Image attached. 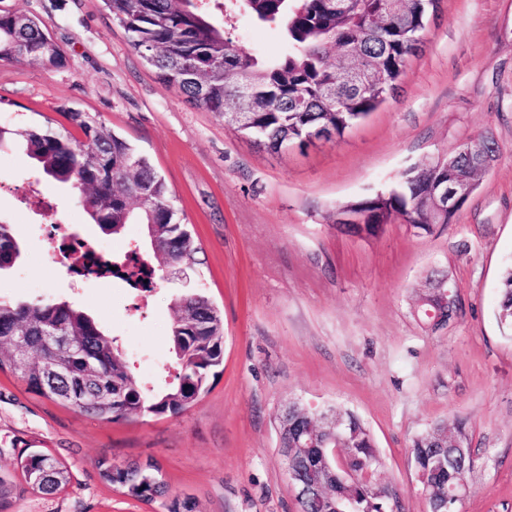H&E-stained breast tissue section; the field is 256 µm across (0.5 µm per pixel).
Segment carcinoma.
<instances>
[{"mask_svg": "<svg viewBox=\"0 0 512 512\" xmlns=\"http://www.w3.org/2000/svg\"><path fill=\"white\" fill-rule=\"evenodd\" d=\"M102 2L165 86L271 152L301 144L306 136L340 137L394 95L409 60L422 51L418 37L436 8V0H236L237 10L260 22H281L288 54L267 62L237 48L231 28L213 12L223 9L220 2L212 9L201 0ZM0 61L58 69L66 57L43 20L5 11L0 13ZM61 115L68 125L57 131L0 125V155L23 149L44 175L73 191L75 202L106 235H120L129 224L143 226L152 252L134 249L143 259L137 284L148 293L165 278L182 285L170 329L175 372L161 388L140 382L118 339L105 334L81 306L39 297L0 300V372L10 371L30 391L61 406L106 421L178 415L206 391L210 373L224 362L221 311L193 287L200 247L148 158L92 112ZM487 153H495L489 142L471 144L455 170L473 173ZM439 178H448V171L414 168L397 188L363 197L343 212L359 215L366 225L401 223L429 232L431 225L451 221L431 210L424 195L427 183ZM21 253L10 225L0 222V271L12 268ZM122 260V255L110 263L92 260L85 273L103 278ZM434 311L429 290L419 298L417 313L432 329ZM498 317L512 332V265L500 283ZM56 336L70 338L74 347L56 348ZM332 414L344 421L339 434L326 431L319 412L302 406L278 419L279 447L294 449L295 471L328 489L301 504V512H337L346 503L352 512H394L396 487L378 485L380 463L370 430L350 411ZM454 439L466 442L463 428L442 423L412 440L411 459L429 512H440L441 494L453 492L470 472L449 464ZM335 448L349 453L336 460ZM97 468L104 483L132 499L161 501L167 512H193L190 499L169 498L159 468L151 463L116 465L104 458ZM69 482L65 465L29 452L14 471L0 472V512H8L14 497L56 494Z\"/></svg>", "mask_w": 512, "mask_h": 512, "instance_id": "carcinoma-1", "label": "carcinoma"}]
</instances>
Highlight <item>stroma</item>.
<instances>
[{"label":"stroma","instance_id":"35a3bbf8","mask_svg":"<svg viewBox=\"0 0 512 512\" xmlns=\"http://www.w3.org/2000/svg\"><path fill=\"white\" fill-rule=\"evenodd\" d=\"M45 20L67 56L59 70L0 64V124L57 128L62 109L98 113L164 175L201 252L196 285L224 315V364L176 416L107 422L27 391L0 372V468L34 450L64 463L68 488L29 493L11 512H164L101 481L96 462L156 464L171 496L195 512H299L279 453L277 418L297 401L355 413L370 429L403 512H427L410 442L466 424L474 467L460 512H512V336L498 319L512 262V0H438L397 93L339 139L270 153L161 84L101 0H0ZM239 49L266 61L288 52L283 29L240 14ZM485 138L496 160L450 223L425 232L387 224L340 231L339 209L392 188L402 174ZM40 181L80 237L119 249L71 194L23 153L0 157V221L23 251L0 272V298L78 301L120 339L137 377L170 362L178 285L146 305L110 280L77 282L58 261L55 225L10 188ZM454 285L457 316L430 330L419 295Z\"/></svg>","mask_w":512,"mask_h":512}]
</instances>
